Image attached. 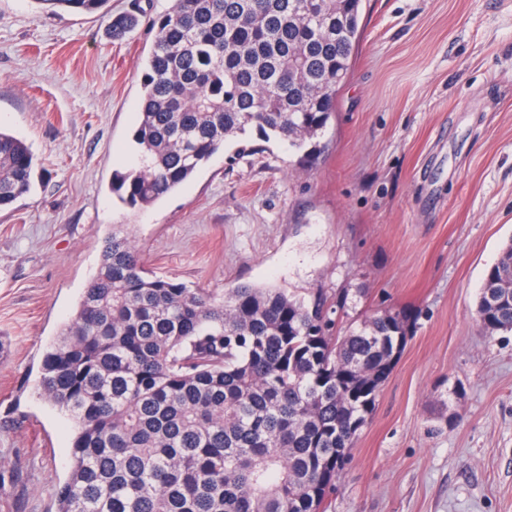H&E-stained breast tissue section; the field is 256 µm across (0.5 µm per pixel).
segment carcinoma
I'll use <instances>...</instances> for the list:
<instances>
[{
    "label": "carcinoma",
    "mask_w": 512,
    "mask_h": 512,
    "mask_svg": "<svg viewBox=\"0 0 512 512\" xmlns=\"http://www.w3.org/2000/svg\"><path fill=\"white\" fill-rule=\"evenodd\" d=\"M109 14V0H32ZM362 0H171L141 78L138 165L112 193L149 207L254 129L302 164L319 152L351 69ZM138 25L112 17V37ZM36 156L0 129V210ZM327 299L280 288H191L141 265L112 232L75 313L46 349L38 394L74 426L56 512H327L360 429L403 351L384 310L343 336ZM479 326L512 332V243L477 297Z\"/></svg>",
    "instance_id": "1"
}]
</instances>
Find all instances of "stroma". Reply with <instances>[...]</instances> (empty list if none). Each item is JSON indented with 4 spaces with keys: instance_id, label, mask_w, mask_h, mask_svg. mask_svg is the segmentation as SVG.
<instances>
[{
    "instance_id": "1",
    "label": "stroma",
    "mask_w": 512,
    "mask_h": 512,
    "mask_svg": "<svg viewBox=\"0 0 512 512\" xmlns=\"http://www.w3.org/2000/svg\"><path fill=\"white\" fill-rule=\"evenodd\" d=\"M169 2L110 0L141 19L115 40L100 16L0 0V128L38 159L0 211V512L56 510L73 431L38 396L42 358L116 224L145 268L194 287L320 294L347 325L408 314L329 512H512V332L476 321L512 240V0H365L314 163L251 133L133 209L112 174L137 162L148 20Z\"/></svg>"
}]
</instances>
